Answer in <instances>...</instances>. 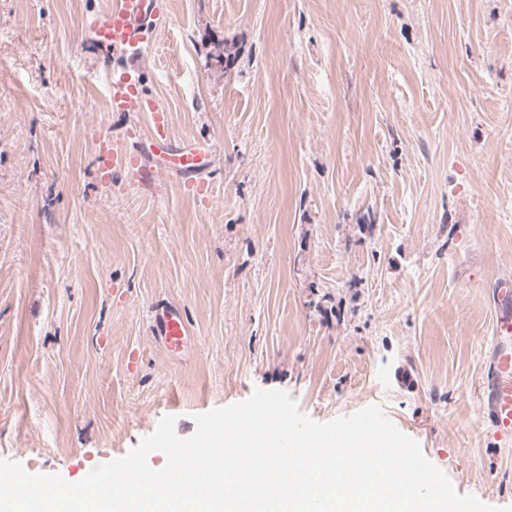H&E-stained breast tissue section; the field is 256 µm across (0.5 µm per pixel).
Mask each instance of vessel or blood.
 I'll return each mask as SVG.
<instances>
[{"mask_svg":"<svg viewBox=\"0 0 512 512\" xmlns=\"http://www.w3.org/2000/svg\"><path fill=\"white\" fill-rule=\"evenodd\" d=\"M159 13L158 0H115L111 12L94 29L97 41L112 46L128 59L140 56L151 42L150 23ZM110 107L129 112L142 107L151 114V142L166 149L169 142L168 112L156 105H143L129 73L112 78ZM205 149L185 146L173 159L176 172H195L203 163ZM495 318L491 346L487 356V376L480 389L483 419L496 436L512 442V281L504 279L494 291ZM149 319L152 331L168 348H180L188 334L182 314L172 306H153Z\"/></svg>","mask_w":512,"mask_h":512,"instance_id":"1","label":"vessel or blood"}]
</instances>
